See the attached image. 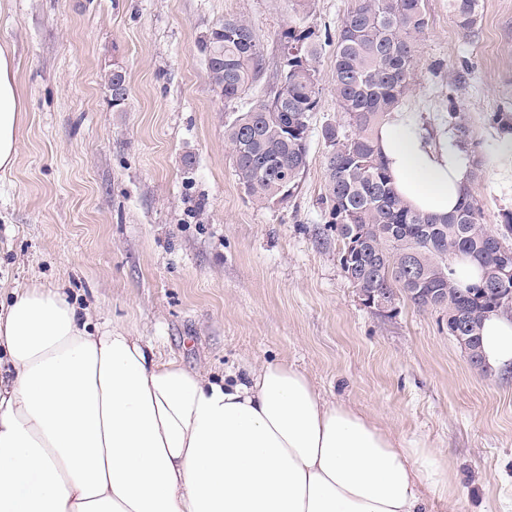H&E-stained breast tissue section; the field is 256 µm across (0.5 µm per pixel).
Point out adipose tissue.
Wrapping results in <instances>:
<instances>
[{
    "instance_id": "1",
    "label": "adipose tissue",
    "mask_w": 512,
    "mask_h": 512,
    "mask_svg": "<svg viewBox=\"0 0 512 512\" xmlns=\"http://www.w3.org/2000/svg\"><path fill=\"white\" fill-rule=\"evenodd\" d=\"M26 107L0 48V169ZM376 146L397 193L446 215L472 164L451 134L394 113ZM482 356L512 369V315L483 324ZM0 512H427L448 497V461L373 418L326 401L281 361L220 381L156 358L121 325L90 326L55 288L15 289L0 306Z\"/></svg>"
}]
</instances>
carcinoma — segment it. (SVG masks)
Instances as JSON below:
<instances>
[{
  "label": "carcinoma",
  "mask_w": 512,
  "mask_h": 512,
  "mask_svg": "<svg viewBox=\"0 0 512 512\" xmlns=\"http://www.w3.org/2000/svg\"><path fill=\"white\" fill-rule=\"evenodd\" d=\"M423 0H355L336 35L332 89L342 130L326 125V231L342 244L339 262L355 289L384 288L394 301L448 318V335L471 337L469 363L482 367L480 328L490 313L512 312V283L495 269L512 259V213L492 230L468 187L447 216L411 208L396 192L375 147L380 125L406 96L415 77L428 21ZM465 33L477 27L478 0H448ZM310 29L288 27L282 40L279 78L262 98L237 113L224 136L245 195L254 203L282 204L293 196L307 165L310 118L321 87L317 43ZM206 66L224 101L238 100L257 81L265 60L252 27L226 20L202 41ZM458 143L472 145L471 126L450 112ZM360 257H346L351 237ZM469 259L484 270L480 284L461 289L455 262Z\"/></svg>",
  "instance_id": "cac0c4a2"
}]
</instances>
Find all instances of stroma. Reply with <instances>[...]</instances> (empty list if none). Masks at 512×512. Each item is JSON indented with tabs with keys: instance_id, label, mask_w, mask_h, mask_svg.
Here are the masks:
<instances>
[{
	"instance_id": "1",
	"label": "stroma",
	"mask_w": 512,
	"mask_h": 512,
	"mask_svg": "<svg viewBox=\"0 0 512 512\" xmlns=\"http://www.w3.org/2000/svg\"><path fill=\"white\" fill-rule=\"evenodd\" d=\"M354 0H0V47L13 52L27 106L13 168L0 172V301L13 288H59L92 323L112 322L162 357L221 376L267 360L312 378L334 403L371 413L398 438L448 460L454 499L432 512H512V372L470 365L448 319L403 303L363 306L324 235V126L342 125L331 88L336 33ZM428 29L399 106L440 132L450 110L472 128L483 221L512 211V0H480L462 33L448 0H423ZM248 22L266 59L237 101L212 83L201 40ZM315 31L322 93L294 196L254 204L224 127L277 76L281 35ZM469 67L466 88L448 76ZM126 76L113 106L108 77Z\"/></svg>"
}]
</instances>
